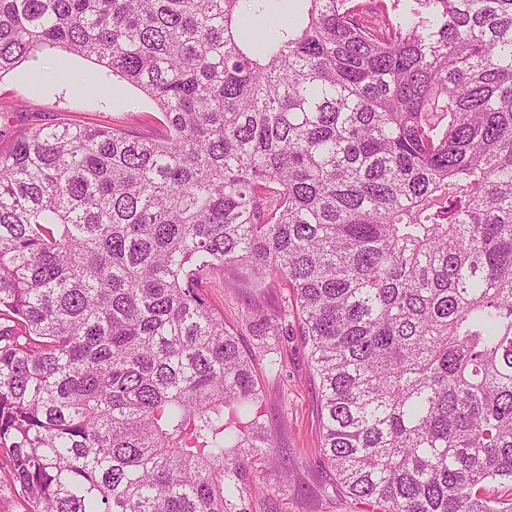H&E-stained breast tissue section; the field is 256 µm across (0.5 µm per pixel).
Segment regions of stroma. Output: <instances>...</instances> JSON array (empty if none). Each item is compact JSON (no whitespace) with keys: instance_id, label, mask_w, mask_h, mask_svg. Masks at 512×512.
Wrapping results in <instances>:
<instances>
[{"instance_id":"1","label":"stroma","mask_w":512,"mask_h":512,"mask_svg":"<svg viewBox=\"0 0 512 512\" xmlns=\"http://www.w3.org/2000/svg\"><path fill=\"white\" fill-rule=\"evenodd\" d=\"M44 115L60 124L131 127L150 131L159 111L138 89L98 64L62 49H46L0 77V152ZM204 295L223 310L253 361L264 394V418L284 469L257 479L251 512H380L376 504L347 496L321 457L318 397L308 351L295 319L296 303L287 288H253L233 274H214ZM268 320L270 336H255V316ZM277 360L279 369L267 364Z\"/></svg>"}]
</instances>
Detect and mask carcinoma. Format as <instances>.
I'll return each mask as SVG.
<instances>
[{
  "label": "carcinoma",
  "mask_w": 512,
  "mask_h": 512,
  "mask_svg": "<svg viewBox=\"0 0 512 512\" xmlns=\"http://www.w3.org/2000/svg\"><path fill=\"white\" fill-rule=\"evenodd\" d=\"M0 0V77L91 59L164 132L0 153V449L28 512H250L273 468L227 267L296 299L323 460L383 512H512V0ZM295 7L292 0H273L268 8L261 13L247 10V31L250 34L269 38L275 32L274 20L286 19Z\"/></svg>",
  "instance_id": "carcinoma-1"
}]
</instances>
